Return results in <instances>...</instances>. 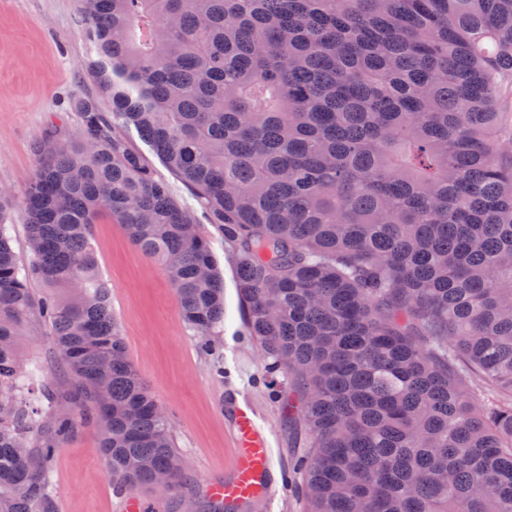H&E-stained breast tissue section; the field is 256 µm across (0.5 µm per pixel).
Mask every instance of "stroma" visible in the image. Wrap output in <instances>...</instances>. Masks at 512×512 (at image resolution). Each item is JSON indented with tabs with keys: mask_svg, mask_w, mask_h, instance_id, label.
I'll list each match as a JSON object with an SVG mask.
<instances>
[{
	"mask_svg": "<svg viewBox=\"0 0 512 512\" xmlns=\"http://www.w3.org/2000/svg\"><path fill=\"white\" fill-rule=\"evenodd\" d=\"M95 57V43L78 23L77 0H0V190L22 199L36 165L35 140L47 132L62 140L72 138L81 126L79 100L97 99L101 111H109L89 66ZM122 134L190 213L224 279V323L209 353L200 349L182 321L177 296L161 267L109 216H99L90 227L101 273L112 286V311L128 355L171 416L196 508L205 512L204 484L223 478L231 450L224 416L229 388L247 396L265 417L286 464L303 455L305 438L288 423L285 378L268 371L246 325L222 227L210 223L192 193L135 128ZM99 441L97 427L87 424L58 450V512H119L117 489Z\"/></svg>",
	"mask_w": 512,
	"mask_h": 512,
	"instance_id": "stroma-1",
	"label": "stroma"
}]
</instances>
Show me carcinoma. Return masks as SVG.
Listing matches in <instances>:
<instances>
[{"label":"carcinoma","mask_w":512,"mask_h":512,"mask_svg":"<svg viewBox=\"0 0 512 512\" xmlns=\"http://www.w3.org/2000/svg\"><path fill=\"white\" fill-rule=\"evenodd\" d=\"M111 111L36 139L0 191V512H57L94 423L127 494L182 498L169 414L128 356L90 224L156 261L211 348L224 283L133 126L222 226L250 334L288 380L305 512H512V0H79ZM43 292L34 294L32 284ZM49 336L27 369L19 344Z\"/></svg>","instance_id":"carcinoma-1"}]
</instances>
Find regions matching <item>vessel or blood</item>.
I'll list each match as a JSON object with an SVG mask.
<instances>
[{
	"mask_svg": "<svg viewBox=\"0 0 512 512\" xmlns=\"http://www.w3.org/2000/svg\"><path fill=\"white\" fill-rule=\"evenodd\" d=\"M228 409L234 456L224 466L223 480L206 485L207 494L223 500L232 512H248L257 500L264 503L266 512H281L286 473L261 414L248 400L236 397Z\"/></svg>",
	"mask_w": 512,
	"mask_h": 512,
	"instance_id": "b4317fda",
	"label": "vessel or blood"
}]
</instances>
